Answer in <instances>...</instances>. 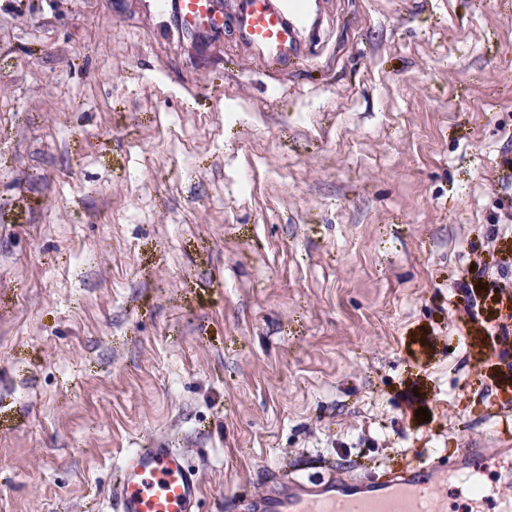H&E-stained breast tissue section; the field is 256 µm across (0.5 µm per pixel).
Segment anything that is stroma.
Here are the masks:
<instances>
[{"label":"stroma","mask_w":512,"mask_h":512,"mask_svg":"<svg viewBox=\"0 0 512 512\" xmlns=\"http://www.w3.org/2000/svg\"><path fill=\"white\" fill-rule=\"evenodd\" d=\"M223 3L0 0L8 512H114L137 448L201 512L512 448V0H307L280 72ZM161 5L165 13L171 10L185 37L224 31V10L220 0H168L162 1Z\"/></svg>","instance_id":"stroma-1"}]
</instances>
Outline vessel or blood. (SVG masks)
I'll return each mask as SVG.
<instances>
[{
  "mask_svg": "<svg viewBox=\"0 0 512 512\" xmlns=\"http://www.w3.org/2000/svg\"><path fill=\"white\" fill-rule=\"evenodd\" d=\"M233 28L238 42L255 57L283 65L301 58L306 46L292 19L290 0H236ZM183 36L224 29L221 0H164ZM484 454L461 449L457 457L422 468H408L380 485L335 475L318 480L287 476L264 490L243 496L240 512H447L448 500L434 493L453 472L483 462ZM202 476L186 452L140 448L124 458L112 486L117 512H198Z\"/></svg>",
  "mask_w": 512,
  "mask_h": 512,
  "instance_id": "b4317fda",
  "label": "vessel or blood"
}]
</instances>
